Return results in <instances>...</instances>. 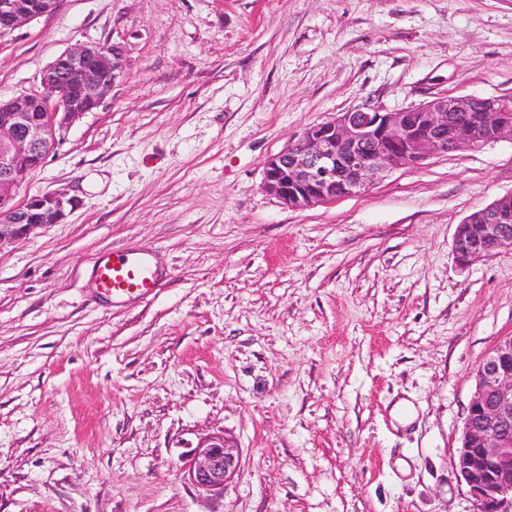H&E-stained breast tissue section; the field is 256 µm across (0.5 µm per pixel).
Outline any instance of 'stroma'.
I'll list each match as a JSON object with an SVG mask.
<instances>
[{"instance_id":"1","label":"stroma","mask_w":512,"mask_h":512,"mask_svg":"<svg viewBox=\"0 0 512 512\" xmlns=\"http://www.w3.org/2000/svg\"><path fill=\"white\" fill-rule=\"evenodd\" d=\"M125 75L20 194L80 205L0 246V512H474V372L512 335V250L457 224L512 192V140L291 208L264 163L356 108L512 96V0H58L0 37V97L78 43ZM152 251L149 298L93 287ZM223 434L214 496L184 472ZM186 445L191 448L185 459L188 479L200 490L222 494L226 482L240 469L238 448L228 444L220 433L200 437L195 446Z\"/></svg>"}]
</instances>
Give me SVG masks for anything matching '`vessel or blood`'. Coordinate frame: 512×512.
Segmentation results:
<instances>
[{"label": "vessel or blood", "mask_w": 512, "mask_h": 512, "mask_svg": "<svg viewBox=\"0 0 512 512\" xmlns=\"http://www.w3.org/2000/svg\"><path fill=\"white\" fill-rule=\"evenodd\" d=\"M161 278L150 252L115 250L100 258L94 286L101 295L115 299L146 298L154 294Z\"/></svg>", "instance_id": "1"}]
</instances>
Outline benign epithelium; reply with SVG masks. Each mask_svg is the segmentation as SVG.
I'll use <instances>...</instances> for the list:
<instances>
[{
	"instance_id": "obj_1",
	"label": "benign epithelium",
	"mask_w": 512,
	"mask_h": 512,
	"mask_svg": "<svg viewBox=\"0 0 512 512\" xmlns=\"http://www.w3.org/2000/svg\"><path fill=\"white\" fill-rule=\"evenodd\" d=\"M56 0H0V38L48 14ZM118 43L76 46L42 72L41 90L0 99V246L46 224H58L78 201L63 193L16 201L26 177L41 167L68 126L97 109L123 77ZM476 97L443 95L402 112L355 109L305 128L264 164V189L290 207L357 196L395 169L431 156L479 150L512 138V110L475 112ZM512 193L456 225L453 253L461 267L512 249ZM457 476L475 512H512V336L501 339L474 375ZM185 459L188 479L213 495L240 469L238 449L224 435L201 437Z\"/></svg>"
}]
</instances>
